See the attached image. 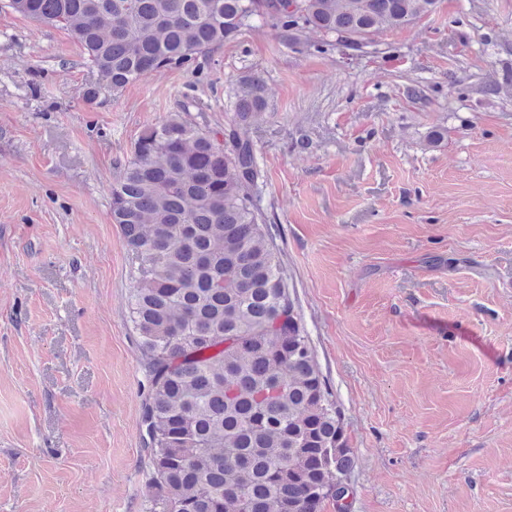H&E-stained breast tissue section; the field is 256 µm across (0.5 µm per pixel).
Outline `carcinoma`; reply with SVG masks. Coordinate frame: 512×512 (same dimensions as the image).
Masks as SVG:
<instances>
[{"mask_svg":"<svg viewBox=\"0 0 512 512\" xmlns=\"http://www.w3.org/2000/svg\"><path fill=\"white\" fill-rule=\"evenodd\" d=\"M8 0L78 40L112 90L194 69L256 21L292 44L380 52L376 37L438 0ZM271 89L239 77L224 132L175 116L143 131L112 182V221L138 261L131 321L151 393L143 423L157 512L348 509L354 459L282 262L264 230L263 172L247 130Z\"/></svg>","mask_w":512,"mask_h":512,"instance_id":"cac0c4a2","label":"carcinoma"}]
</instances>
